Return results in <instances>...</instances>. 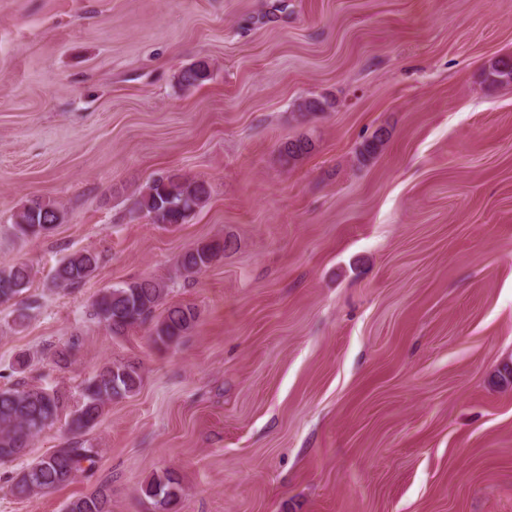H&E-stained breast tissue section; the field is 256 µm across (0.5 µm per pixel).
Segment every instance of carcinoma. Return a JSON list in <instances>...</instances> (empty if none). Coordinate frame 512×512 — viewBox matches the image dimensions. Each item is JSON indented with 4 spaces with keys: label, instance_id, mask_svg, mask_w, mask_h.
Masks as SVG:
<instances>
[{
    "label": "carcinoma",
    "instance_id": "cac0c4a2",
    "mask_svg": "<svg viewBox=\"0 0 512 512\" xmlns=\"http://www.w3.org/2000/svg\"><path fill=\"white\" fill-rule=\"evenodd\" d=\"M208 76L207 66L194 63L183 68L178 82L196 87ZM314 149L307 137L283 142L279 154L284 162L295 164ZM210 197L204 181L188 180L169 173L148 181L139 192L137 209L154 224H183ZM63 219L59 206L51 201L34 198L14 214L12 224L16 237L25 239L49 233ZM226 244L210 241L197 244L180 257L177 272L188 278L200 273L224 256ZM100 262L97 252L85 250L65 258L56 267L53 280L59 288H78L96 272ZM33 269L18 262L0 269V304L17 301L30 287ZM167 288L152 277L108 288L91 304V316L112 334H124L130 329L154 322V342L170 346L179 341L198 322V313L191 306L172 305L164 316L155 319ZM141 384L138 367L132 363H107L85 381L78 400L60 389H46L25 381L10 387H0V462H21L13 477L12 488L21 497H32L44 491H54L73 482L92 469L98 449L84 436L94 429L107 405L135 393ZM66 417L73 438L63 447L29 458L34 440ZM141 494L152 501L158 512H171L180 496L179 479L165 472L141 485ZM64 512H112L111 495L106 488L89 496L72 498Z\"/></svg>",
    "mask_w": 512,
    "mask_h": 512
}]
</instances>
